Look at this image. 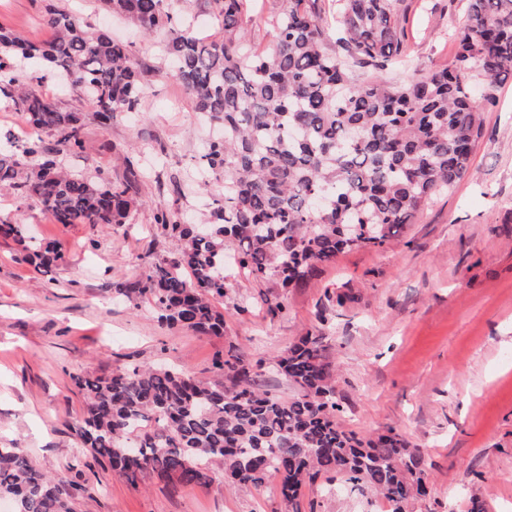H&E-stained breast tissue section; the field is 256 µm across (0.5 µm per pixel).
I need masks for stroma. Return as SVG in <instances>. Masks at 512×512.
Returning <instances> with one entry per match:
<instances>
[{"label": "stroma", "mask_w": 512, "mask_h": 512, "mask_svg": "<svg viewBox=\"0 0 512 512\" xmlns=\"http://www.w3.org/2000/svg\"><path fill=\"white\" fill-rule=\"evenodd\" d=\"M404 23L412 71L449 64V34L467 0H407ZM93 27L111 28L138 65L144 94L137 112L99 125L86 117L83 148L60 155L73 172L122 179L129 162L144 177L133 191L141 206L109 228L55 224L30 198L0 197V220L28 225L58 242L63 266L39 273L0 240V446L23 449L42 472L85 484L76 512H288L273 484L225 489L222 479L182 486L145 477L130 485L80 453L72 424L84 396L77 374L102 375L130 365L168 363L202 378L225 347L259 366L269 393L294 389L272 366L301 336L325 335L336 365L343 425L361 436L394 429L418 448L428 494L406 512H512V80L484 113L471 174L381 248L338 255L287 297L269 280L237 276L224 298V334L173 331L148 304L114 299L115 282L133 280L177 239L154 224L157 209L199 222L205 200L196 163L211 136L180 83L163 71L162 39L142 37L98 0H58ZM276 0H252L240 26L259 51L272 44ZM0 25L35 40L50 35L40 0H0ZM282 298L272 314L267 299ZM247 312H239V305ZM300 512H391L383 499L343 482L303 487Z\"/></svg>", "instance_id": "35a3bbf8"}]
</instances>
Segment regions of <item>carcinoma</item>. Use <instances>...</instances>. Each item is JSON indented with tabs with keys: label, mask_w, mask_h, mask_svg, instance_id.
<instances>
[{
	"label": "carcinoma",
	"mask_w": 512,
	"mask_h": 512,
	"mask_svg": "<svg viewBox=\"0 0 512 512\" xmlns=\"http://www.w3.org/2000/svg\"><path fill=\"white\" fill-rule=\"evenodd\" d=\"M48 40L0 25V92L29 124L52 137L23 141L22 157L0 152V190L34 199L55 224H123L141 200L130 195L138 170L122 181L64 171L57 156L82 148L83 108H62L19 82L20 65L65 76L102 125L138 109L143 86L126 45L43 0ZM102 9L163 37L173 76L195 110L224 131L199 167L208 198L207 229L154 215L182 242L112 293L150 304L169 328L224 335L215 299L238 272L296 287L338 254L382 247L415 223L435 197L471 169L482 114L512 74V0H467L452 32V62L394 83L382 72L405 65V0H336L335 26L319 0H280L269 52H248L240 17L246 0H212L224 35L190 30L174 0H99ZM336 31L330 45V31ZM0 238L21 247L38 271L65 262L59 244L1 223ZM203 380L171 366H129L73 377L83 414L72 424L78 447L128 483L145 475L183 486L221 475L228 487L261 488L278 478L282 501L299 512L302 487L341 476L404 512L425 495L427 470L416 448L393 430L359 438L337 422L332 362L323 337L302 336L273 367L295 388L284 399L260 388L253 364L228 346ZM85 492L40 472L19 448H0V499L12 512H76Z\"/></svg>",
	"instance_id": "carcinoma-1"
}]
</instances>
